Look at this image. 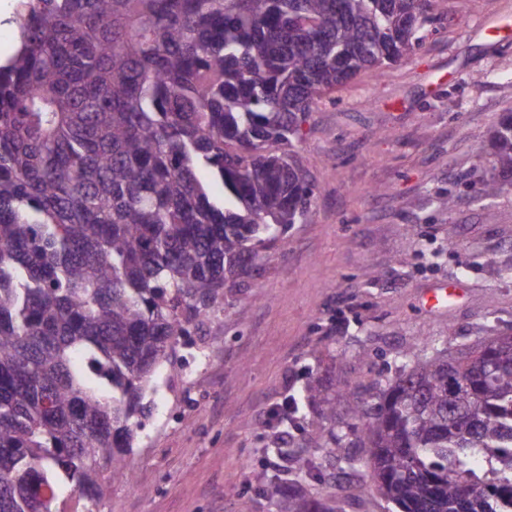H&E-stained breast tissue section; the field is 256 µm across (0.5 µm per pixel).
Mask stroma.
<instances>
[{
    "label": "stroma",
    "instance_id": "1",
    "mask_svg": "<svg viewBox=\"0 0 512 512\" xmlns=\"http://www.w3.org/2000/svg\"><path fill=\"white\" fill-rule=\"evenodd\" d=\"M409 59L357 76L319 102L295 142L314 185L311 219L288 230L223 314L165 365L142 441L137 489L114 487L101 512H272L266 417L311 373L332 388L398 376L419 339L449 352L512 333V184L492 176L489 135L512 112V0H435ZM453 198V208L443 201ZM455 286L447 307L429 290ZM329 429L291 428L292 448L321 446L311 487L347 512L367 470L340 473Z\"/></svg>",
    "mask_w": 512,
    "mask_h": 512
}]
</instances>
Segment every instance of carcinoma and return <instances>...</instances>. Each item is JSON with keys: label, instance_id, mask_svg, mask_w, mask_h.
Segmentation results:
<instances>
[{"label": "carcinoma", "instance_id": "1", "mask_svg": "<svg viewBox=\"0 0 512 512\" xmlns=\"http://www.w3.org/2000/svg\"><path fill=\"white\" fill-rule=\"evenodd\" d=\"M433 2L19 0L0 61V512H52L65 493L100 512L137 487L127 457L179 337L310 218L299 127L419 49ZM492 156L481 199L512 182L511 112ZM403 359L373 402L347 391L346 416L310 376L288 420L351 432L342 462L370 469L394 512H512V334ZM476 448L495 478L470 469ZM264 452L296 475L270 478L276 512H345L305 487L319 449Z\"/></svg>", "mask_w": 512, "mask_h": 512}]
</instances>
